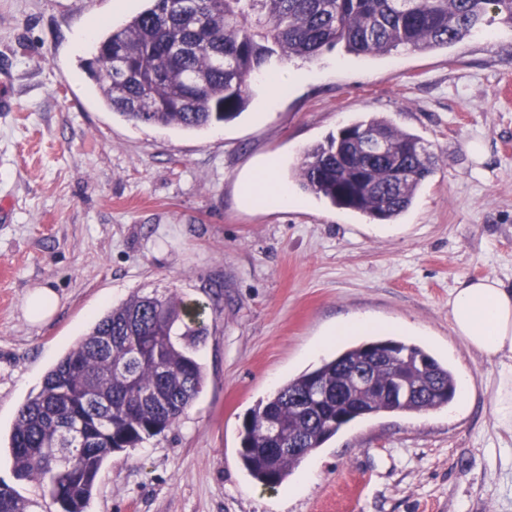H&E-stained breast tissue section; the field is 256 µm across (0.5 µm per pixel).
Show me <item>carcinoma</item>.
Wrapping results in <instances>:
<instances>
[{
	"mask_svg": "<svg viewBox=\"0 0 512 512\" xmlns=\"http://www.w3.org/2000/svg\"><path fill=\"white\" fill-rule=\"evenodd\" d=\"M148 2L123 26L105 30L90 77L127 120L188 131L239 117L252 75L274 58L310 61L339 44L357 56L400 46L431 52L480 31L490 12L512 28V0H197L188 9L185 0ZM379 138L385 155L362 163L363 144ZM422 148L418 136L372 116L307 148L295 174L316 198L391 222L433 173V157L420 155ZM204 334L200 312L175 293L133 294L112 308L18 410L9 438L17 479L44 487L59 512H86L105 459L163 433L200 393L195 351ZM377 349L392 354L418 393L393 400L381 390L360 391L363 413L339 420L351 405L347 366ZM456 391L448 366L414 343H353L246 414L239 458L254 479L275 487L344 425L434 410ZM289 431L296 451H286ZM27 508L0 481V512Z\"/></svg>",
	"mask_w": 512,
	"mask_h": 512,
	"instance_id": "cac0c4a2",
	"label": "carcinoma"
}]
</instances>
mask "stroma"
<instances>
[{
  "label": "stroma",
  "instance_id": "1",
  "mask_svg": "<svg viewBox=\"0 0 512 512\" xmlns=\"http://www.w3.org/2000/svg\"><path fill=\"white\" fill-rule=\"evenodd\" d=\"M113 0H0V480L30 512H57L16 480L20 406L94 322L132 294L176 292L204 309V385L181 418L109 456L86 512H512V433L495 414L497 368L456 339L460 281L512 286V30L490 22L445 49L357 57L326 49L268 100L261 68L237 119L204 131L136 123L103 102L85 30L122 25ZM389 118L436 159L409 211L372 221L304 191L303 151L353 121ZM484 148L474 159L471 143ZM298 199L248 206L242 183L268 158ZM47 286L55 315L24 299ZM371 316L455 376L448 406L355 421L281 485L249 476L246 413L319 365L338 318ZM57 306L58 296L52 288H36L25 298V316L30 323L40 325L54 315Z\"/></svg>",
  "mask_w": 512,
  "mask_h": 512
}]
</instances>
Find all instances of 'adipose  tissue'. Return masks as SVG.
I'll list each match as a JSON object with an SVG mask.
<instances>
[{
	"label": "adipose tissue",
	"instance_id": "obj_1",
	"mask_svg": "<svg viewBox=\"0 0 512 512\" xmlns=\"http://www.w3.org/2000/svg\"><path fill=\"white\" fill-rule=\"evenodd\" d=\"M241 197L248 205L294 204L273 159L243 183ZM448 316L454 336L498 366L496 417L502 427L512 430V289L494 277L462 281L448 297Z\"/></svg>",
	"mask_w": 512,
	"mask_h": 512
}]
</instances>
